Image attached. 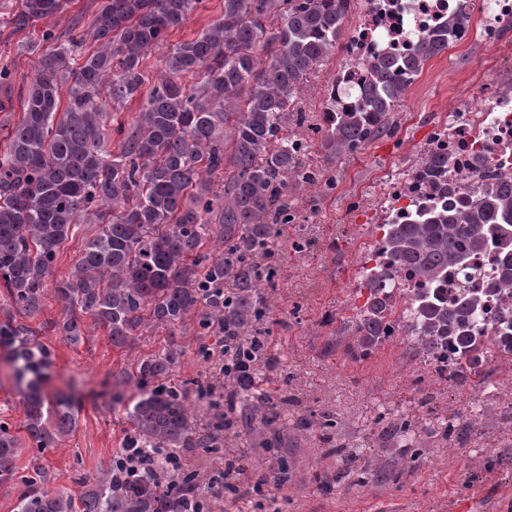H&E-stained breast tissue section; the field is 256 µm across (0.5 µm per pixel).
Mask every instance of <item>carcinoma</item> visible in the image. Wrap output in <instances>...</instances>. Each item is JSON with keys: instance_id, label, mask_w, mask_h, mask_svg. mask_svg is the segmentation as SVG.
I'll return each mask as SVG.
<instances>
[{"instance_id": "carcinoma-1", "label": "carcinoma", "mask_w": 512, "mask_h": 512, "mask_svg": "<svg viewBox=\"0 0 512 512\" xmlns=\"http://www.w3.org/2000/svg\"><path fill=\"white\" fill-rule=\"evenodd\" d=\"M199 0H105L91 22L96 47L73 29L51 31L52 48L38 59L24 98L21 120L0 147V288L8 307L0 317V348L23 395L25 428L37 451L24 466L29 476L18 512H200L205 493L201 469L219 457L182 461V448L218 452L233 436L231 422L203 399L170 381L182 347L170 342L137 362V399L128 411L126 447L157 459L158 471L132 475L114 457L84 481L75 498L47 486L42 452L55 447L76 424L69 400H47L41 389L52 351L38 341L30 322L44 298L63 304L53 332L70 344L84 336V319L124 347L149 327L174 335L186 317H197L200 336H235L252 352V372L230 375L229 388L259 393L252 416L263 425L288 411V393L259 390L268 366L260 340L259 288L275 271L270 258L283 226L292 223L290 183L323 185L336 179L306 165L308 141L293 132L305 126L297 108L300 89L315 67L336 49L350 23L352 0H222V14L199 36L167 45ZM67 0H18L0 27L22 32L65 10ZM466 20L422 37L401 61L404 78L381 54L365 65L368 92L358 106L324 104L321 135L329 160H340L393 131L391 112L426 63L448 49L449 36ZM166 47L162 69L148 84L146 61ZM199 81L188 86L187 75ZM66 89V104L60 91ZM139 101L129 124L112 115L116 104ZM120 139L108 147V130ZM448 154L432 152L422 177L436 188V205L399 224L383 227L388 263L362 268L366 302L356 322L355 348L365 352L390 337L385 332L391 294L388 282L404 270L417 279L411 315L402 325L419 353L459 347L469 358L477 337L469 333L482 299L467 291L448 300V271L463 269L492 239L512 238V183L487 189L475 201L448 200L442 176ZM94 226L65 278L53 277L60 245ZM490 295L512 290V253L496 261ZM459 415L443 418L426 433L443 441ZM18 439L0 422V486L19 471Z\"/></svg>"}]
</instances>
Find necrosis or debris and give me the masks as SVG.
Here are the masks:
<instances>
[{"label": "necrosis or debris", "instance_id": "4bbe7bcc", "mask_svg": "<svg viewBox=\"0 0 512 512\" xmlns=\"http://www.w3.org/2000/svg\"><path fill=\"white\" fill-rule=\"evenodd\" d=\"M462 10L468 18L454 33L453 41L458 45L470 43L478 30L494 33L512 24V0H358L351 18V36L326 83V95L335 96L337 108L354 107L366 89L363 65L374 53L381 51L392 59H402L419 37ZM426 149L447 151L448 187L471 199H478L498 182L511 181L512 82L492 75L476 81L467 96L449 106ZM433 202V191L419 177L417 167H407L392 175L372 201L371 221L376 225L396 223ZM505 317H512V292L501 290L476 319L481 344L473 362L462 361L452 351L447 359L431 358L429 368L454 374L467 368L479 374L492 367L499 359L494 338Z\"/></svg>", "mask_w": 512, "mask_h": 512}]
</instances>
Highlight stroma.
<instances>
[{
  "label": "stroma",
  "instance_id": "1",
  "mask_svg": "<svg viewBox=\"0 0 512 512\" xmlns=\"http://www.w3.org/2000/svg\"><path fill=\"white\" fill-rule=\"evenodd\" d=\"M99 2L69 0L64 12L32 30L0 35V68L10 73L0 84V129L19 121L20 95L35 77L29 43L40 41L44 30H66L76 16L91 18ZM501 48V40L481 39L432 58L397 107L391 135L336 162L332 191L319 184L294 189L296 220L278 240L276 274L260 296L267 351L275 358L266 388L286 390L299 404L267 427L252 419L248 403L225 405L236 437L224 447L228 474L213 493L212 512H512V359L500 358L491 377L457 383L426 370L401 335L365 356L350 350L352 321L365 302L361 264L375 232L367 206L385 179L429 141L467 83L488 68L501 72L512 65ZM38 339L54 353L46 396H71L78 412L74 430L44 453L50 486L76 495L82 479L123 448L129 431L127 412L137 389L127 384L123 399H116L115 376L134 372L139 359L166 345L169 333L149 329L122 349L92 325L77 346L47 329ZM179 341L184 355L171 380L189 387L206 376L198 353L205 339L189 326ZM454 412L470 421L464 433L425 448L413 462L402 463L401 449L375 440L402 414L433 426ZM23 418L21 392L0 362V419L11 424L28 456L34 448ZM333 440L365 459L366 471L341 472L329 448ZM241 457L248 461L242 471L236 468ZM283 461L288 477L274 479Z\"/></svg>",
  "mask_w": 512,
  "mask_h": 512
}]
</instances>
